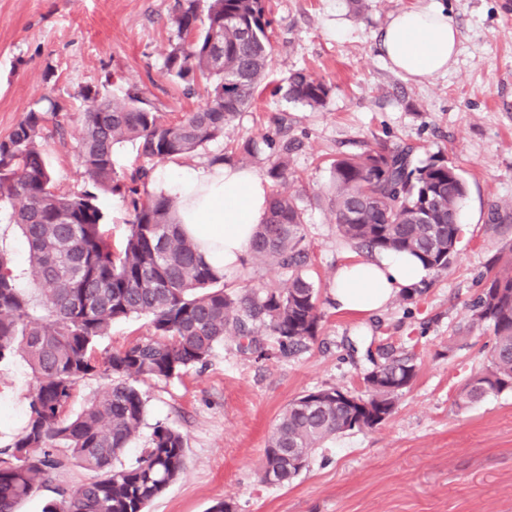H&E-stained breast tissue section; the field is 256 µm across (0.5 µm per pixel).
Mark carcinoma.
I'll return each mask as SVG.
<instances>
[{"label":"carcinoma","instance_id":"1","mask_svg":"<svg viewBox=\"0 0 512 512\" xmlns=\"http://www.w3.org/2000/svg\"><path fill=\"white\" fill-rule=\"evenodd\" d=\"M163 71L187 95L204 85L205 106L169 121L138 89L122 97L87 87L80 92L85 119L77 154L88 181L78 194L60 192L42 141L63 136L65 108L43 96L0 140V213L17 226L28 249V274L40 295L34 303L0 252V360L21 354L34 375L26 423L0 449V512L36 494L60 455L93 473L43 512H146L185 468L187 441L174 426L154 427L135 462H114L144 421L138 383L168 380L205 366L224 338L248 340L259 357L288 356L315 342L324 313L306 275L310 257L298 197L274 191L265 222L248 248L254 263L287 275L283 286L239 294L216 274L176 221V200L151 192L153 166L224 136V126L248 108L273 65L265 0H183L172 20ZM331 87L304 72L288 77V99L323 106ZM129 142L146 164L130 174L116 169L114 146ZM288 175V145L271 168ZM125 189L132 219L124 248L112 252L97 193ZM466 192L456 166L437 156L415 161L409 146L379 144L331 162L328 203L340 236L356 250L405 252L437 274L448 270L461 233L458 215ZM469 306L470 321L492 326L485 369L460 393L462 405L512 390V239L483 276ZM150 318L153 337L99 359L97 342L112 323ZM275 337V350L260 337ZM363 378L365 391L320 389L292 399L264 449L261 481L282 487L309 466L332 436L372 429L394 412L398 396L417 376L408 354L383 353ZM103 375L107 388L78 415L66 407L77 384Z\"/></svg>","mask_w":512,"mask_h":512}]
</instances>
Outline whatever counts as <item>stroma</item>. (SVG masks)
I'll list each match as a JSON object with an SVG mask.
<instances>
[{
    "instance_id": "obj_1",
    "label": "stroma",
    "mask_w": 512,
    "mask_h": 512,
    "mask_svg": "<svg viewBox=\"0 0 512 512\" xmlns=\"http://www.w3.org/2000/svg\"><path fill=\"white\" fill-rule=\"evenodd\" d=\"M442 5L458 33L448 71L405 79L385 59L380 37L392 15ZM176 0H0V138L29 104L49 95L69 109L63 138L44 141L62 190L86 182L76 146L83 126L82 88L123 95L142 90L175 118L203 107L204 90L184 96L162 66L170 50ZM274 65L248 109L223 138L167 168H196L223 157L253 170L268 190L298 196L310 264L325 313L314 344L288 357L257 361L226 338L202 369L140 388L147 413L138 438L121 456L132 464L156 423L175 425L187 440L186 467L147 512H207L220 500L236 512H512V391L460 408L459 394L487 364L494 334L470 325L468 306L483 286L502 239L488 232L493 204L512 203V0H268ZM304 71L331 83L311 109L278 93ZM288 147L286 181L269 176ZM388 140L415 146L456 165L465 180L463 232L447 272L428 273L420 293L395 296L370 314L336 310L330 288L337 268L361 260L336 231L325 198L330 164ZM113 252H120L131 212L123 194L100 195ZM147 316L116 321L96 347L102 357L150 339ZM415 355L419 368L392 416L365 431L327 440L291 484H263L258 468L288 402L331 387L360 392L379 346ZM32 372L22 356L0 362V448L25 425ZM91 477L72 462L51 470L46 484L18 512H41Z\"/></svg>"
}]
</instances>
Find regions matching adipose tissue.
Masks as SVG:
<instances>
[{
  "instance_id": "adipose-tissue-1",
  "label": "adipose tissue",
  "mask_w": 512,
  "mask_h": 512,
  "mask_svg": "<svg viewBox=\"0 0 512 512\" xmlns=\"http://www.w3.org/2000/svg\"><path fill=\"white\" fill-rule=\"evenodd\" d=\"M457 34L451 16L431 4L394 15L382 33V48L394 69L418 81L447 70L457 52ZM151 188L177 200L183 232L215 272L224 276L240 267L258 224L267 215L266 186L247 169L217 163L165 175ZM426 274L409 254L379 253L338 267L331 301L340 311L374 312L397 293L418 285Z\"/></svg>"
}]
</instances>
